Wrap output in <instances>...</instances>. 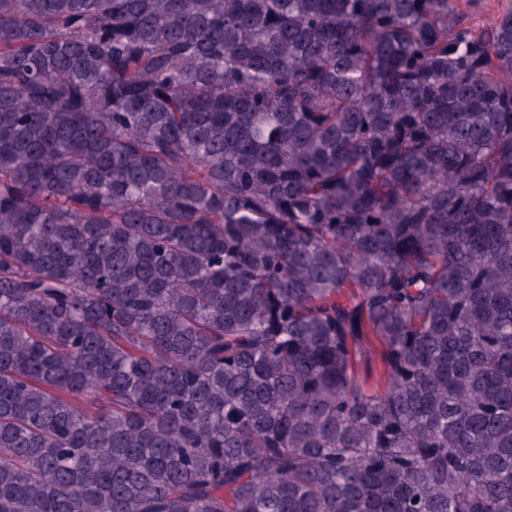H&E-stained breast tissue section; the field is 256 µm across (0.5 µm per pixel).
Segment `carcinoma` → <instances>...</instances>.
<instances>
[{
  "mask_svg": "<svg viewBox=\"0 0 512 512\" xmlns=\"http://www.w3.org/2000/svg\"><path fill=\"white\" fill-rule=\"evenodd\" d=\"M0 512H512V8L0 0Z\"/></svg>",
  "mask_w": 512,
  "mask_h": 512,
  "instance_id": "1",
  "label": "carcinoma"
}]
</instances>
